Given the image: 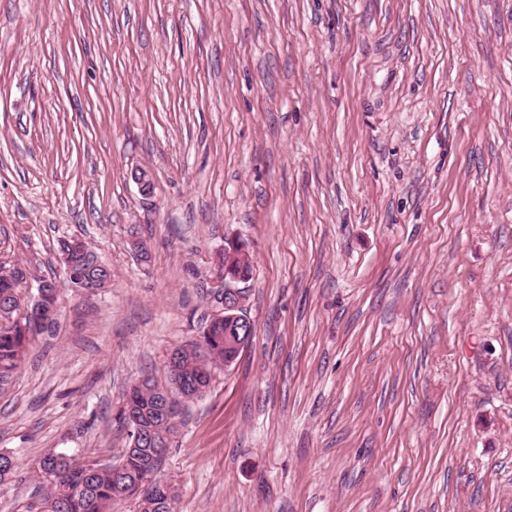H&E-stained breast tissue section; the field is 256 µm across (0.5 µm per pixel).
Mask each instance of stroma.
<instances>
[{"mask_svg": "<svg viewBox=\"0 0 512 512\" xmlns=\"http://www.w3.org/2000/svg\"><path fill=\"white\" fill-rule=\"evenodd\" d=\"M228 236L254 337L175 512H512V0H0V261L112 271L0 387V512L48 450L118 462Z\"/></svg>", "mask_w": 512, "mask_h": 512, "instance_id": "1", "label": "stroma"}]
</instances>
